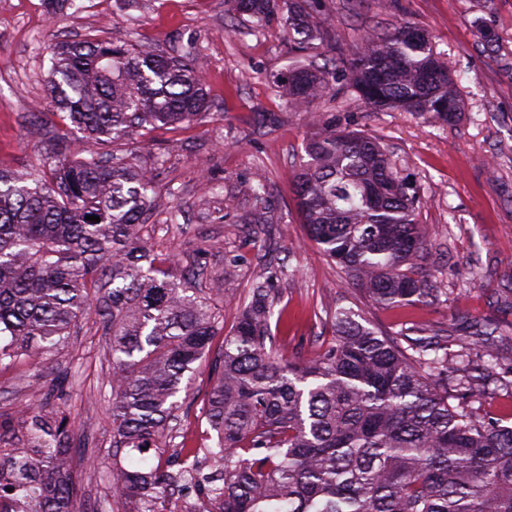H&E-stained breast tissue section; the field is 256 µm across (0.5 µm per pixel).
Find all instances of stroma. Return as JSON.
Returning a JSON list of instances; mask_svg holds the SVG:
<instances>
[{"label": "stroma", "instance_id": "obj_1", "mask_svg": "<svg viewBox=\"0 0 512 512\" xmlns=\"http://www.w3.org/2000/svg\"><path fill=\"white\" fill-rule=\"evenodd\" d=\"M80 10H48L46 0H0V168L35 176L51 162V147L65 140L68 156L85 157L81 133L51 113L47 79L52 44L90 38L149 44L166 55L196 48L195 66L209 96L202 120L134 134L115 146L134 166L153 170L158 185L144 219L154 231L155 254L172 258L181 274L199 263L219 278L214 302L231 329L253 278L278 270L274 285L288 320L274 333L283 354L310 357L332 336L336 308L362 311L397 336L414 326L440 332L460 317H497L506 328L498 352L512 365V309L498 290L512 276V0H363L348 11L344 0H318L317 22L352 45L412 23L424 30L456 80L464 114L452 126L424 122L398 110L372 111L344 97L321 99L310 112L293 110L275 82L297 60L324 64L325 46L291 48L279 22L249 29L245 18H227L224 0H82ZM499 36L487 48L483 29ZM362 130L389 149L402 175L420 191L419 219L431 233L432 279L440 302L375 308L341 276L335 262L309 239L296 209L292 176L307 156L309 115ZM267 193L255 199L256 174ZM179 208L178 223L168 213ZM212 342L197 364L175 439L155 462L183 449L213 447L203 416L211 367L223 349ZM73 380L58 394L52 380ZM109 338L95 318L82 320L42 365L0 368V434L25 447L24 413L68 415L73 434V481L86 512H112V489L99 477L112 465Z\"/></svg>", "mask_w": 512, "mask_h": 512}]
</instances>
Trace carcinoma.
<instances>
[{
  "instance_id": "obj_1",
  "label": "carcinoma",
  "mask_w": 512,
  "mask_h": 512,
  "mask_svg": "<svg viewBox=\"0 0 512 512\" xmlns=\"http://www.w3.org/2000/svg\"><path fill=\"white\" fill-rule=\"evenodd\" d=\"M315 0H224L255 30L278 18L300 48L330 45L333 67L298 63L277 81L298 111L349 92L374 110L411 112L450 124L463 102L447 65L424 34L406 23L354 49L313 16ZM192 52L170 57L107 40L60 42L47 92L57 115L88 141L72 163L53 145L50 178L32 182L0 169V367L44 357L94 316L111 332L115 465L106 478L118 504L155 512L174 483L192 473L204 483L205 512H512V426L479 418L468 398L490 384L512 394L490 351L498 323L404 340L339 308L332 336L315 356L286 358L273 347L277 308L271 272L249 288L213 367L205 417L217 473L197 460L175 475L150 463L175 429L185 376L208 355L221 310L192 265L177 279L153 257L143 214L153 172L97 148L136 129L191 123L209 108ZM308 160L295 175L297 207L308 235L374 306L433 302L426 277L427 230L420 194L378 139L312 116ZM97 216L100 221H89ZM455 345L460 350L448 353ZM487 350L472 366L467 351ZM67 417L25 412L29 448L9 460L0 502L24 512H83L70 460L58 449Z\"/></svg>"
}]
</instances>
